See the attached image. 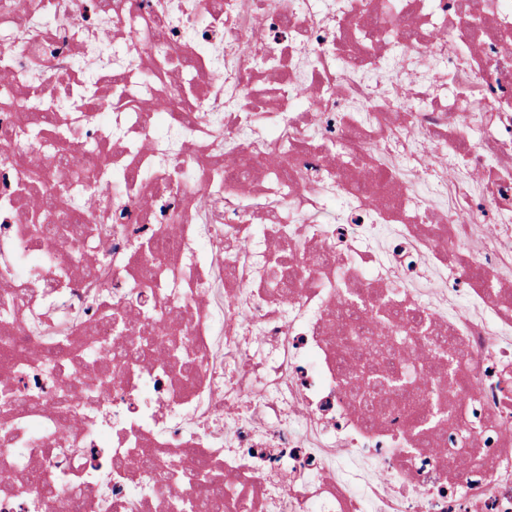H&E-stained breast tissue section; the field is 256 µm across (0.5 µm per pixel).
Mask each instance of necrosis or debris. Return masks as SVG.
<instances>
[{
    "instance_id": "4bbe7bcc",
    "label": "necrosis or debris",
    "mask_w": 512,
    "mask_h": 512,
    "mask_svg": "<svg viewBox=\"0 0 512 512\" xmlns=\"http://www.w3.org/2000/svg\"><path fill=\"white\" fill-rule=\"evenodd\" d=\"M474 12L481 27L460 0L0 6V75L34 104L0 112V366L31 356L0 413V512L197 498L144 455L220 472L224 503L203 512H512V0ZM138 16L148 36L128 32ZM22 127L65 135L36 184L17 180L42 156ZM435 158L455 178L431 176ZM218 166L249 179L214 187ZM63 193L62 231L35 234L25 201ZM276 252L295 263L284 297ZM104 306L138 335L84 318ZM351 310L427 321L412 398L368 413L354 397ZM160 332L191 376L83 355ZM93 374L107 384L87 398Z\"/></svg>"
}]
</instances>
